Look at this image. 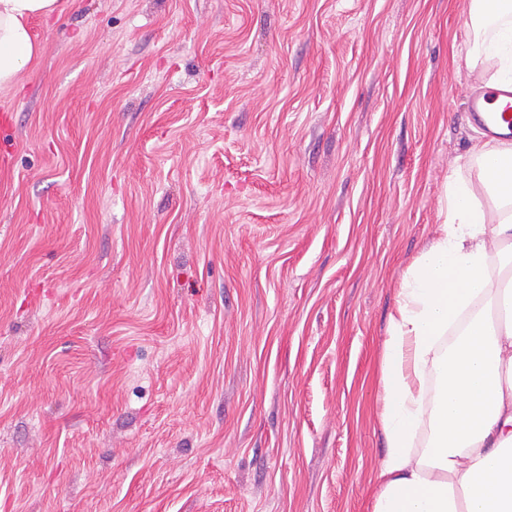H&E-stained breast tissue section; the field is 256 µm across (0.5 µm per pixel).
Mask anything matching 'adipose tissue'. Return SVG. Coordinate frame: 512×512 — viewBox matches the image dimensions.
Listing matches in <instances>:
<instances>
[{"label": "adipose tissue", "mask_w": 512, "mask_h": 512, "mask_svg": "<svg viewBox=\"0 0 512 512\" xmlns=\"http://www.w3.org/2000/svg\"><path fill=\"white\" fill-rule=\"evenodd\" d=\"M57 2L0 0V89L38 55L30 21L54 15ZM467 25L458 66L481 88L512 91V0H469ZM469 157L474 173L449 171L443 221L389 317L380 365L386 454L373 512H512V142L477 141ZM459 322L454 343L438 352ZM424 427L428 444L414 451Z\"/></svg>", "instance_id": "1"}]
</instances>
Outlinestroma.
Masks as SVG:
<instances>
[{
	"instance_id": "35a3bbf8",
	"label": "stroma",
	"mask_w": 512,
	"mask_h": 512,
	"mask_svg": "<svg viewBox=\"0 0 512 512\" xmlns=\"http://www.w3.org/2000/svg\"><path fill=\"white\" fill-rule=\"evenodd\" d=\"M468 0H59L0 90V512H372L379 362L481 133Z\"/></svg>"
}]
</instances>
